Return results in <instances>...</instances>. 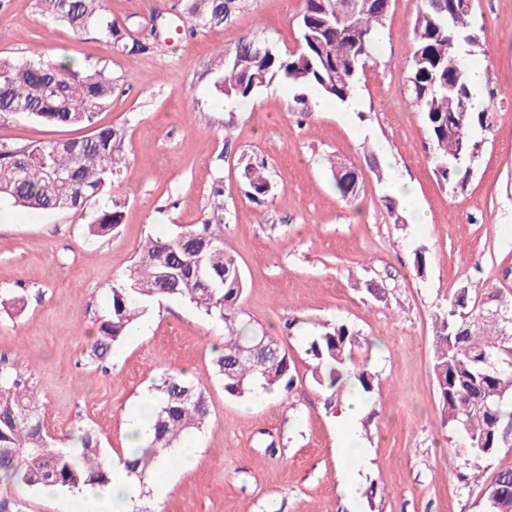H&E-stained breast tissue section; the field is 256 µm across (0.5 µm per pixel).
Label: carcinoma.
Returning <instances> with one entry per match:
<instances>
[{
    "mask_svg": "<svg viewBox=\"0 0 512 512\" xmlns=\"http://www.w3.org/2000/svg\"><path fill=\"white\" fill-rule=\"evenodd\" d=\"M47 17L75 32L98 26L110 48L128 54L144 44L115 24L101 25L103 0H37ZM453 0H421L414 27V52L405 90L423 114L438 175L453 180L471 158L475 145L469 130L474 120L471 87L474 73L465 56L472 10L449 12ZM381 0H304L299 16L301 44L281 54L250 37L230 51L234 72L219 90L247 100L275 78L294 88L312 87L339 102L357 89L359 70L374 60L386 17ZM239 7L238 0H192L191 32L219 26ZM112 76L97 65L69 61H16L0 57V114H13L50 126L85 129L112 99ZM112 128L86 136L25 146L0 144V199L36 211H71L107 196L110 205L88 225V236L103 239L121 224L116 199L117 161ZM245 178L254 199L269 195L265 167L248 164ZM222 187L212 189L210 213L200 224L150 238L126 279L112 284L106 306L95 312L96 330L86 343L87 360L103 369L114 348L144 315L149 299L186 300L205 317L224 325V342L215 350L214 372L224 392L248 398L263 390L285 394L294 376L281 338L241 322L237 303L243 275L227 255L215 226L224 223ZM27 300L23 287L0 289V313L19 315ZM488 312L471 304L468 290H458L439 315L433 373L442 424L463 433L467 444L485 456L501 446L502 430L512 426V366L508 349L512 331L503 325L476 334ZM363 344L344 324L311 338L307 352L317 362L314 380L332 395L356 391L369 396L378 374L369 357L358 360ZM158 406L151 419L152 437L122 461L138 479L168 455L183 438L203 428L210 415L205 391L182 371L163 373ZM96 431L76 423L55 437L45 428L27 371L0 360V486L20 481L28 487L54 486L74 492L83 485L110 481ZM487 512H512V468L499 470L484 489ZM0 512H25V503L0 490Z\"/></svg>",
    "mask_w": 512,
    "mask_h": 512,
    "instance_id": "carcinoma-1",
    "label": "carcinoma"
}]
</instances>
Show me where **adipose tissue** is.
Here are the masks:
<instances>
[{
  "instance_id": "1",
  "label": "adipose tissue",
  "mask_w": 512,
  "mask_h": 512,
  "mask_svg": "<svg viewBox=\"0 0 512 512\" xmlns=\"http://www.w3.org/2000/svg\"><path fill=\"white\" fill-rule=\"evenodd\" d=\"M145 484L153 488L156 496H164L170 487L168 467L155 466L140 481L130 477L124 466L113 465L108 485L80 489L75 497L76 512H133Z\"/></svg>"
}]
</instances>
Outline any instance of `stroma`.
Returning <instances> with one entry per match:
<instances>
[{
	"instance_id": "stroma-1",
	"label": "stroma",
	"mask_w": 512,
	"mask_h": 512,
	"mask_svg": "<svg viewBox=\"0 0 512 512\" xmlns=\"http://www.w3.org/2000/svg\"><path fill=\"white\" fill-rule=\"evenodd\" d=\"M189 0H104L107 19L149 45L111 52L96 30L75 34L42 15L36 0H0V56L70 59L107 66L115 89L98 124L119 131L122 221L90 240L92 210L36 212L0 202V289L29 290L25 310L0 317V356L33 378L52 435L93 427L110 460L122 459L127 417L143 390L168 370L191 372L210 406L207 426L186 439L191 467L173 469L148 512H482L481 489L512 467V439L485 457L441 421L433 374L439 311L459 288L472 302L512 315V0H473L480 49L469 61L494 99L470 137L475 154L454 183H443L418 107L405 91L420 0H392L378 51L359 74L360 111L335 100L302 112L295 89L275 79L223 111L216 88L229 65L222 50L245 35L277 51L300 44L303 0H240L223 25L195 33ZM0 115V142L27 145L76 136ZM264 164L273 185L252 202L241 177ZM355 166L356 195L336 194L332 164ZM398 177L416 186L415 203L387 205ZM222 186L224 247L241 268L242 318L281 336L293 389L270 398L229 397L212 375V348L224 329L189 303L152 301L148 336H130L108 370L82 364L94 311L125 278L147 238L201 223L213 186ZM429 221L416 223L415 209ZM425 249L427 268L413 261ZM348 324L369 344L378 382L359 422L365 486L346 501L338 487L336 414L313 379L308 342Z\"/></svg>"
}]
</instances>
